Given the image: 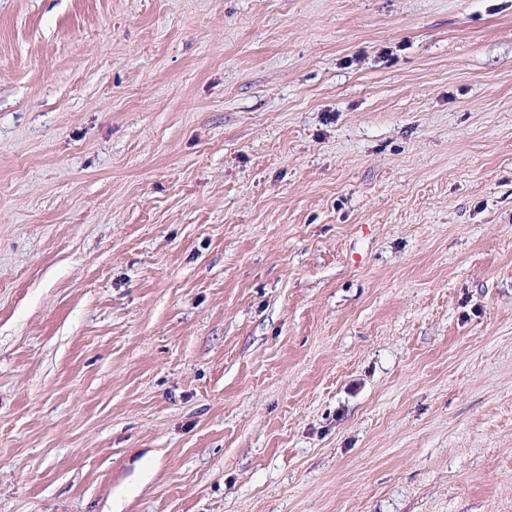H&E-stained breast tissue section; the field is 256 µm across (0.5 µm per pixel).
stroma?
Segmentation results:
<instances>
[{
    "label": "stroma",
    "instance_id": "obj_1",
    "mask_svg": "<svg viewBox=\"0 0 512 512\" xmlns=\"http://www.w3.org/2000/svg\"><path fill=\"white\" fill-rule=\"evenodd\" d=\"M0 512H512V0H0Z\"/></svg>",
    "mask_w": 512,
    "mask_h": 512
}]
</instances>
